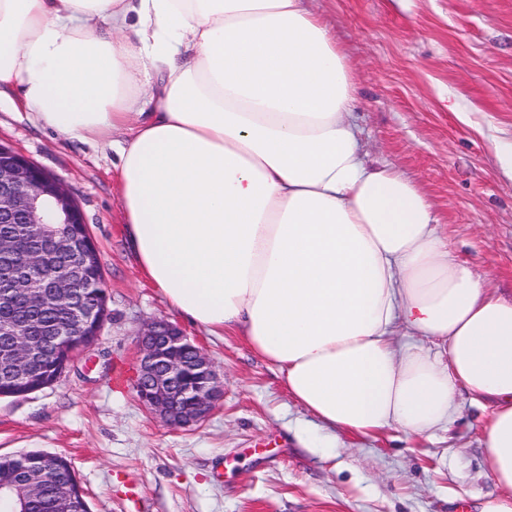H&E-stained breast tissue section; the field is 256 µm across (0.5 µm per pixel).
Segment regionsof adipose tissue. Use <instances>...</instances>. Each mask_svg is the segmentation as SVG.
Segmentation results:
<instances>
[{
	"mask_svg": "<svg viewBox=\"0 0 512 512\" xmlns=\"http://www.w3.org/2000/svg\"><path fill=\"white\" fill-rule=\"evenodd\" d=\"M1 86L34 124L111 147L143 273L330 429L422 437L452 428L459 392L490 407L501 493L482 512H512V299L369 160L354 75L304 0H0Z\"/></svg>",
	"mask_w": 512,
	"mask_h": 512,
	"instance_id": "ef3b65f1",
	"label": "adipose tissue"
}]
</instances>
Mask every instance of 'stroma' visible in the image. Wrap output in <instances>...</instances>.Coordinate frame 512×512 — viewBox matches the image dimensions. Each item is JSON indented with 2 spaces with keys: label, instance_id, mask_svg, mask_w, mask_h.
Wrapping results in <instances>:
<instances>
[{
  "label": "stroma",
  "instance_id": "1",
  "mask_svg": "<svg viewBox=\"0 0 512 512\" xmlns=\"http://www.w3.org/2000/svg\"><path fill=\"white\" fill-rule=\"evenodd\" d=\"M346 53L364 150L427 195L449 248L512 295V0H306ZM0 144L64 181L97 245L108 316L52 386L0 397V455L71 461L91 512H478L496 494L482 464L488 413L451 430L330 434L233 333L176 314L140 274L123 233L108 147L33 124L0 90ZM165 319L212 361L224 398L169 427L138 398L137 332Z\"/></svg>",
  "mask_w": 512,
  "mask_h": 512
}]
</instances>
